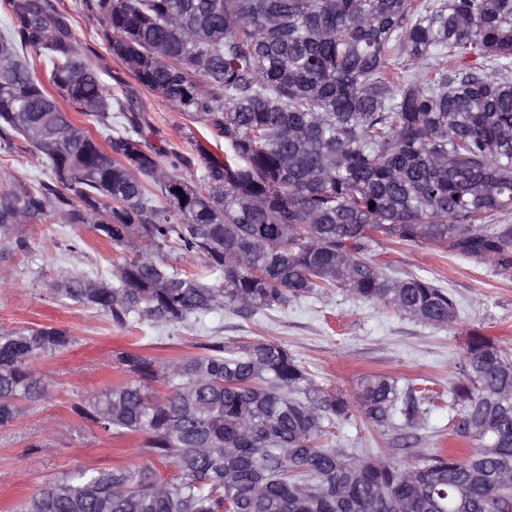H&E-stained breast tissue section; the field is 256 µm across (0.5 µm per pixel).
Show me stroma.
<instances>
[{"label": "stroma", "instance_id": "1", "mask_svg": "<svg viewBox=\"0 0 512 512\" xmlns=\"http://www.w3.org/2000/svg\"><path fill=\"white\" fill-rule=\"evenodd\" d=\"M65 15L89 62L103 73L113 93H132L155 129L153 143L185 150L186 120L159 93L139 87L133 74L112 57L98 37L99 22L82 0H52ZM25 183L46 181L50 171L31 152L0 147V175ZM28 250H0V330L61 326L72 345L33 365L51 381L46 400L34 404L12 425L0 428V512L20 505L48 482L76 467L149 468L171 479L173 466L146 454L138 436L115 437L80 419L76 403L93 399L127 379L114 353L134 350L161 361L263 338L284 344L321 387L351 397L360 378L384 374L400 387L428 391L427 418L410 428H376L359 415L337 424L343 448H369L401 463L436 448L458 447L449 422L448 390L471 332L512 349V273L493 263L460 256L431 242L384 239L373 247L390 275H416L452 292L458 320L433 327L357 300L343 290L325 298H303L288 306L243 315L222 309L183 324L147 329L119 328L104 313L57 298L52 283L64 273L86 271L111 281L125 255L86 224L57 219L25 225Z\"/></svg>", "mask_w": 512, "mask_h": 512}]
</instances>
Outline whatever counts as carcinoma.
Returning <instances> with one entry per match:
<instances>
[{"label": "carcinoma", "instance_id": "carcinoma-1", "mask_svg": "<svg viewBox=\"0 0 512 512\" xmlns=\"http://www.w3.org/2000/svg\"><path fill=\"white\" fill-rule=\"evenodd\" d=\"M7 3L0 141H22L52 178L0 184V246L25 251L19 225L60 216L131 254L112 283L63 274L57 295L125 328L341 288L444 327L455 297L388 275L372 244L432 242L512 271V0H84L112 57L190 122L189 152L151 143L147 114L112 94L50 0ZM434 55L452 64L427 67ZM172 246L207 277L169 264ZM72 343L60 326L0 332V427L49 395L32 363ZM116 361L129 379L73 411L143 436L176 473L68 471L21 512H512V352L480 333L448 391L452 432L474 446L405 464L331 438L354 408L376 428L424 423L415 390L386 375L363 376L350 403L264 339Z\"/></svg>", "mask_w": 512, "mask_h": 512}]
</instances>
